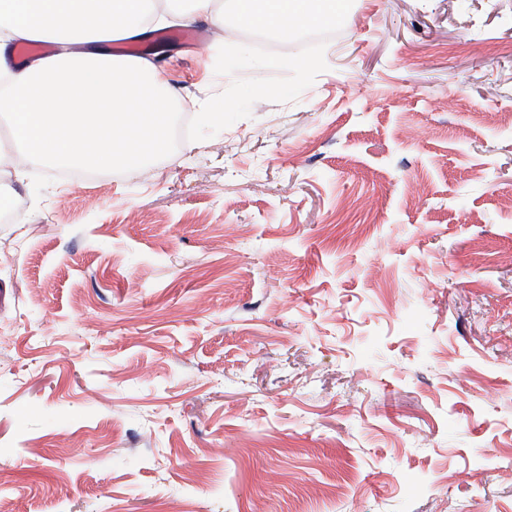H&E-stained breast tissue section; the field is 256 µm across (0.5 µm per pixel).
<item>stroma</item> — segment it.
I'll return each mask as SVG.
<instances>
[{
  "mask_svg": "<svg viewBox=\"0 0 512 512\" xmlns=\"http://www.w3.org/2000/svg\"><path fill=\"white\" fill-rule=\"evenodd\" d=\"M194 23L140 175L0 163V501L512 512V0Z\"/></svg>",
  "mask_w": 512,
  "mask_h": 512,
  "instance_id": "obj_1",
  "label": "stroma"
}]
</instances>
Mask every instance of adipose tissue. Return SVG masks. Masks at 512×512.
I'll return each instance as SVG.
<instances>
[{
	"label": "adipose tissue",
	"instance_id": "obj_1",
	"mask_svg": "<svg viewBox=\"0 0 512 512\" xmlns=\"http://www.w3.org/2000/svg\"><path fill=\"white\" fill-rule=\"evenodd\" d=\"M194 16L283 36L344 16L350 0H191ZM164 15L154 0H0V115L11 137L0 159L55 165L113 166L135 173L163 143L169 99L147 58L109 51L113 40L155 30ZM63 50L11 67L6 49L21 41L62 43Z\"/></svg>",
	"mask_w": 512,
	"mask_h": 512
}]
</instances>
